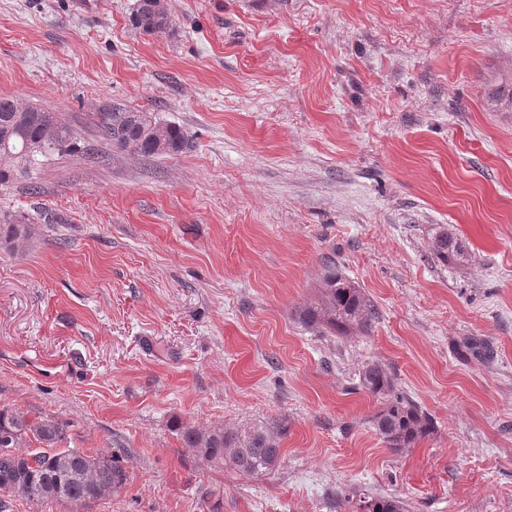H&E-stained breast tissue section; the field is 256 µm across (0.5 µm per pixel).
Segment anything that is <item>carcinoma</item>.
<instances>
[{
  "mask_svg": "<svg viewBox=\"0 0 512 512\" xmlns=\"http://www.w3.org/2000/svg\"><path fill=\"white\" fill-rule=\"evenodd\" d=\"M130 22L145 34L166 32L172 24L167 0H135ZM100 126L113 148L142 158L175 155L189 146L182 128L161 123L148 112L115 107L101 114ZM81 150L80 139L59 113L24 106L12 96L0 97L1 187L35 169L43 158ZM34 230L35 223L30 220L5 216L0 221V239L11 244L28 240ZM432 250L447 264L471 257L466 241L447 228L434 237ZM301 316L310 325L347 336L355 330L368 332L376 320V309L357 286L331 267L323 280L319 306L304 308ZM358 386L383 400L372 424L392 451L402 452L433 433L432 416L411 397L396 391L394 377L384 366L366 364L359 372ZM62 430L56 420H34L19 409H0V493L32 501H65L86 509L124 486L127 476L115 459L93 457L77 449H55ZM285 435L283 428L266 426L241 431H182L186 447L197 449L210 462L248 475H262L278 467ZM32 440L48 447L36 467L30 464L29 455L14 453ZM357 504V512H404L398 502L383 495L362 492Z\"/></svg>",
  "mask_w": 512,
  "mask_h": 512,
  "instance_id": "1",
  "label": "carcinoma"
}]
</instances>
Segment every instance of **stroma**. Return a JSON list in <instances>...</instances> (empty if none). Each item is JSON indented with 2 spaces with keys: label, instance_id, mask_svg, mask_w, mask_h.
Wrapping results in <instances>:
<instances>
[{
  "label": "stroma",
  "instance_id": "1",
  "mask_svg": "<svg viewBox=\"0 0 512 512\" xmlns=\"http://www.w3.org/2000/svg\"><path fill=\"white\" fill-rule=\"evenodd\" d=\"M168 3L144 35L134 0H0V96L89 149L0 188V217L39 219L0 243V408L119 458L89 512H512V0ZM115 105L189 149H113ZM445 227L469 260H435ZM331 263L369 333L300 319ZM373 362L435 422L400 454L356 386ZM260 425L286 429L263 475L181 437ZM167 0H135L130 22L134 29L145 34L164 33L172 24ZM357 512H404L398 502L383 495L359 493Z\"/></svg>",
  "mask_w": 512,
  "mask_h": 512
}]
</instances>
